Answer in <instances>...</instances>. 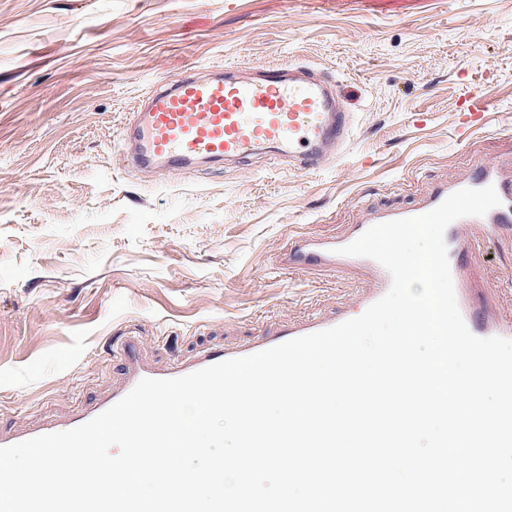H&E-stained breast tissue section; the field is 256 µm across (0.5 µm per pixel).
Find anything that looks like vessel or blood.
Segmentation results:
<instances>
[{"label": "vessel or blood", "instance_id": "b4317fda", "mask_svg": "<svg viewBox=\"0 0 512 512\" xmlns=\"http://www.w3.org/2000/svg\"><path fill=\"white\" fill-rule=\"evenodd\" d=\"M351 127V116L341 105L330 81L302 64L285 68L273 65L262 67L250 77H238L229 71L216 78L190 73L157 87L149 96L147 109L137 113L130 124L128 138L135 146L134 160L142 167L156 163L187 167L201 160H242L266 149L275 156L295 159L300 169L310 171L320 166L330 149L345 144ZM489 185L495 187L500 206L481 217L454 221L447 227L444 238L457 303L470 331L479 337L512 339V320L478 319L465 300L468 281L463 237L464 229L469 226L479 227L482 237L488 239L512 226V156L494 163L473 162L466 178L435 183L410 208L367 209L343 237L295 238L287 244L281 262L296 270L314 266L330 273L365 269L368 284L361 293L358 308L366 310L387 293L391 276L373 259L341 254V247L374 225L425 214L458 190ZM339 322L336 316L312 317L266 332L255 342L236 349L216 346L201 350L192 358L166 368L145 363L138 349L137 333L126 332L120 345L123 380L119 386L94 403L75 407L66 420L48 416L25 430L0 429V447L76 428L121 400L141 379L181 377L334 327Z\"/></svg>", "mask_w": 512, "mask_h": 512}]
</instances>
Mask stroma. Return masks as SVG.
Returning a JSON list of instances; mask_svg holds the SVG:
<instances>
[{
    "mask_svg": "<svg viewBox=\"0 0 512 512\" xmlns=\"http://www.w3.org/2000/svg\"><path fill=\"white\" fill-rule=\"evenodd\" d=\"M299 62L352 119L318 169L120 164L160 82ZM477 92L495 110L471 128ZM511 151L512 0H0V426L109 393L130 329L169 366L355 308L360 276L283 269L287 242ZM466 261L476 315L512 313V230Z\"/></svg>",
    "mask_w": 512,
    "mask_h": 512,
    "instance_id": "1",
    "label": "stroma"
}]
</instances>
